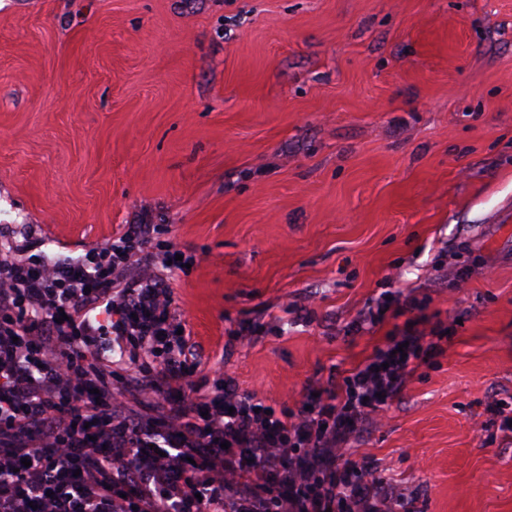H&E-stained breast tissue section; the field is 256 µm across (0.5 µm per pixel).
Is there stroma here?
I'll list each match as a JSON object with an SVG mask.
<instances>
[{"mask_svg": "<svg viewBox=\"0 0 512 512\" xmlns=\"http://www.w3.org/2000/svg\"><path fill=\"white\" fill-rule=\"evenodd\" d=\"M153 224L216 374L309 404L402 292L448 335L353 439L410 512H512V0H0V242Z\"/></svg>", "mask_w": 512, "mask_h": 512, "instance_id": "stroma-1", "label": "stroma"}]
</instances>
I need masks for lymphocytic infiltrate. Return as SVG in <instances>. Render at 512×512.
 <instances>
[{
  "mask_svg": "<svg viewBox=\"0 0 512 512\" xmlns=\"http://www.w3.org/2000/svg\"><path fill=\"white\" fill-rule=\"evenodd\" d=\"M153 231L81 260L0 252V512H392L348 441L440 345L394 327L308 409L263 413L229 376L200 394L197 342L165 339L157 264L183 263ZM129 345L138 359L116 358ZM117 381L162 401L131 410Z\"/></svg>",
  "mask_w": 512,
  "mask_h": 512,
  "instance_id": "lymphocytic-infiltrate-1",
  "label": "lymphocytic infiltrate"
}]
</instances>
